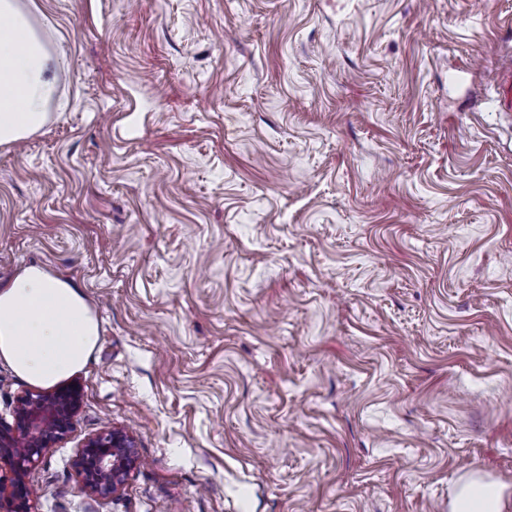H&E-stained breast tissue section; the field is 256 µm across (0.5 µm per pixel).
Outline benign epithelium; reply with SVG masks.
<instances>
[{
    "label": "benign epithelium",
    "instance_id": "7a95c632",
    "mask_svg": "<svg viewBox=\"0 0 512 512\" xmlns=\"http://www.w3.org/2000/svg\"><path fill=\"white\" fill-rule=\"evenodd\" d=\"M79 405L80 392L74 386L19 397L14 427L0 429V468L8 467L0 473V510L31 512L26 475L37 456L64 438ZM136 465L128 436L112 429L90 439L76 460L84 487L99 495L118 490Z\"/></svg>",
    "mask_w": 512,
    "mask_h": 512
}]
</instances>
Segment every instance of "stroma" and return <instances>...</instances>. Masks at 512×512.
Listing matches in <instances>:
<instances>
[{
	"label": "stroma",
	"mask_w": 512,
	"mask_h": 512,
	"mask_svg": "<svg viewBox=\"0 0 512 512\" xmlns=\"http://www.w3.org/2000/svg\"><path fill=\"white\" fill-rule=\"evenodd\" d=\"M59 45L0 145V287L100 321L34 512H448L512 498V0H27ZM139 465L84 487L87 441ZM129 448L128 436L117 430L111 429L90 439L76 460L84 487L99 495L118 490L137 465V458ZM509 503L499 483L472 474L460 483L449 512H506Z\"/></svg>",
	"instance_id": "obj_1"
}]
</instances>
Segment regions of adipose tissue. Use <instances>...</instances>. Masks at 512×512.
<instances>
[{"label":"adipose tissue","mask_w":512,"mask_h":512,"mask_svg":"<svg viewBox=\"0 0 512 512\" xmlns=\"http://www.w3.org/2000/svg\"><path fill=\"white\" fill-rule=\"evenodd\" d=\"M60 63L22 0H0V145L44 125ZM98 338L78 290L40 267L0 289V361L26 382L50 387L82 370ZM449 512H512V502L499 483L473 474L460 483Z\"/></svg>","instance_id":"1"}]
</instances>
